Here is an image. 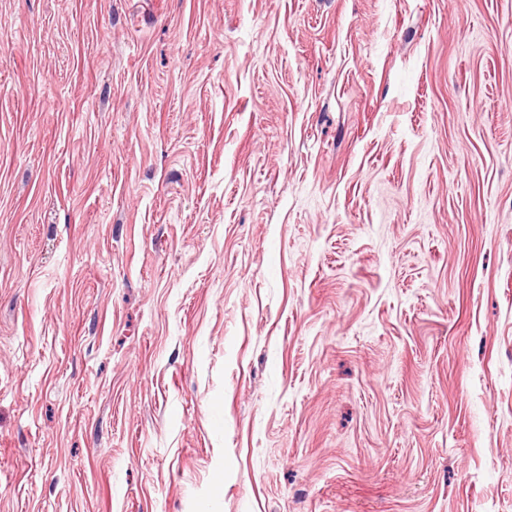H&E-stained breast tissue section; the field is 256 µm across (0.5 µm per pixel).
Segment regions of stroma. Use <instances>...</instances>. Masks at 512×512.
<instances>
[{"label": "stroma", "mask_w": 512, "mask_h": 512, "mask_svg": "<svg viewBox=\"0 0 512 512\" xmlns=\"http://www.w3.org/2000/svg\"><path fill=\"white\" fill-rule=\"evenodd\" d=\"M0 512H512V0H0Z\"/></svg>", "instance_id": "1"}]
</instances>
